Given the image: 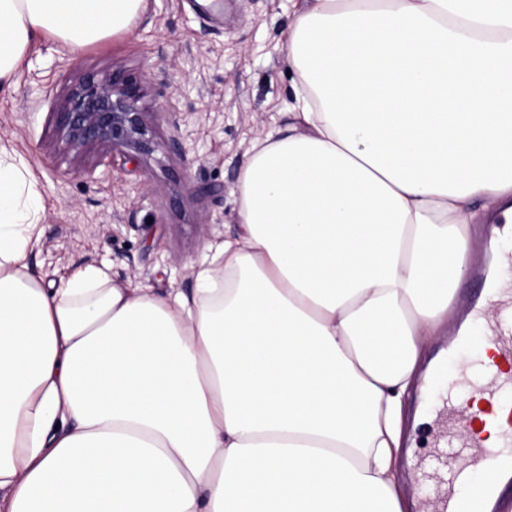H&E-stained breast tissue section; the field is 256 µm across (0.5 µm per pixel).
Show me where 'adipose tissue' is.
Masks as SVG:
<instances>
[{
  "mask_svg": "<svg viewBox=\"0 0 512 512\" xmlns=\"http://www.w3.org/2000/svg\"><path fill=\"white\" fill-rule=\"evenodd\" d=\"M143 2L0 0V93ZM282 50L288 121L190 291L44 287L42 194L0 145V512H405L423 345L512 209V0H301Z\"/></svg>",
  "mask_w": 512,
  "mask_h": 512,
  "instance_id": "ef3b65f1",
  "label": "adipose tissue"
}]
</instances>
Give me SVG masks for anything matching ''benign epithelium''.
Returning <instances> with one entry per match:
<instances>
[{
    "mask_svg": "<svg viewBox=\"0 0 512 512\" xmlns=\"http://www.w3.org/2000/svg\"><path fill=\"white\" fill-rule=\"evenodd\" d=\"M146 78L118 73L87 74L62 94L49 122L62 149L94 164H111L117 152L144 162L154 152L157 117L169 127L180 125L178 112H148L142 105Z\"/></svg>",
    "mask_w": 512,
    "mask_h": 512,
    "instance_id": "7a95c632",
    "label": "benign epithelium"
}]
</instances>
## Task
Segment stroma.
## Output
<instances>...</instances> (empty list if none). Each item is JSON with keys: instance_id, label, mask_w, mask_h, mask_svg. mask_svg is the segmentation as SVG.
<instances>
[{"instance_id": "1", "label": "stroma", "mask_w": 512, "mask_h": 512, "mask_svg": "<svg viewBox=\"0 0 512 512\" xmlns=\"http://www.w3.org/2000/svg\"><path fill=\"white\" fill-rule=\"evenodd\" d=\"M292 15L291 0H223L207 12L196 0H145L125 33L80 54L52 38L40 41L0 94V144L30 167L44 197L42 235L29 254L42 284L62 285L87 265L105 268L112 284L164 295L195 285L194 273L237 231L236 185L258 131L281 127L296 91L280 49ZM152 73L143 105L177 112L183 155L171 154L166 124L155 128L146 164L114 157L90 166L58 150L48 114L79 72ZM456 316L424 350L447 349L450 370L469 363L486 338L473 320L470 344L450 343ZM417 396L405 409L404 436L411 455L400 460V488L409 512H429L444 493L428 467L450 431L440 418L415 423Z\"/></svg>"}]
</instances>
